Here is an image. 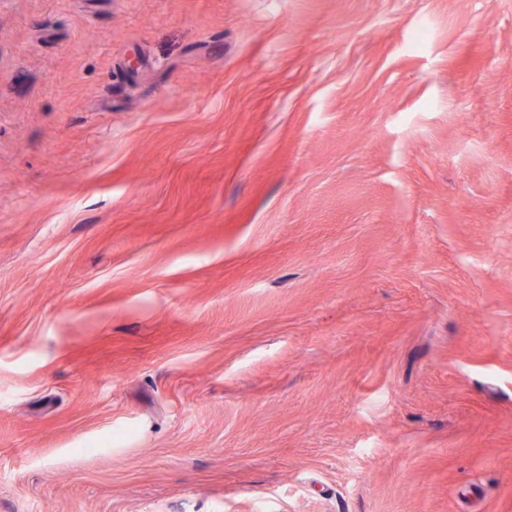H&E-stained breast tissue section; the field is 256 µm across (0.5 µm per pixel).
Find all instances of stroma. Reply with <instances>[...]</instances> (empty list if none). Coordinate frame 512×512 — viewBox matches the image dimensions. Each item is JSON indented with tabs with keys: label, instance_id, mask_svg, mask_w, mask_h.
<instances>
[{
	"label": "stroma",
	"instance_id": "35a3bbf8",
	"mask_svg": "<svg viewBox=\"0 0 512 512\" xmlns=\"http://www.w3.org/2000/svg\"><path fill=\"white\" fill-rule=\"evenodd\" d=\"M0 512H512V0H0Z\"/></svg>",
	"mask_w": 512,
	"mask_h": 512
}]
</instances>
